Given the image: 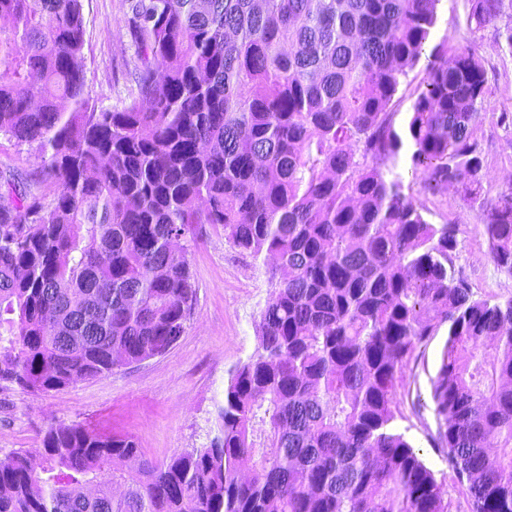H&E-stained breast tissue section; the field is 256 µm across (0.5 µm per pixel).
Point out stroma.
Segmentation results:
<instances>
[{
  "label": "stroma",
  "instance_id": "1",
  "mask_svg": "<svg viewBox=\"0 0 512 512\" xmlns=\"http://www.w3.org/2000/svg\"><path fill=\"white\" fill-rule=\"evenodd\" d=\"M466 0H441L431 43L447 42L449 50L470 47L486 73V100L476 129L481 143V200L464 199L455 190L423 194L400 163L404 190L424 201L434 224L460 228L455 264L467 276L475 298L512 299V278L500 274L490 257L482 226V200L512 188V51L498 32L512 26V0L492 24L468 27ZM84 19L85 96L98 108L115 110L129 102L134 88L135 47L127 32L130 0H82ZM189 256L197 298L184 334L166 353L124 366L112 375L89 379L47 394H31L0 386V457L34 448L44 432L60 422L78 423L106 435L132 437L142 454L163 461L206 446L218 426V408L230 372L258 346L260 312L269 297L267 269L234 249L222 227L200 224ZM447 341L439 332L420 348L398 389L399 419L422 459L444 484L450 512H470L466 486L448 470L445 449L436 442L431 384Z\"/></svg>",
  "mask_w": 512,
  "mask_h": 512
}]
</instances>
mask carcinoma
<instances>
[{
  "mask_svg": "<svg viewBox=\"0 0 512 512\" xmlns=\"http://www.w3.org/2000/svg\"><path fill=\"white\" fill-rule=\"evenodd\" d=\"M439 0H135L136 86L84 95L81 0H0V135L38 146L0 171V382L49 393L164 353L195 298V224L276 256L259 346L230 372L218 434L154 462L129 437L49 427L0 458V512H449L397 431L398 385L443 326L438 440L471 512H512V299L473 297L458 225L404 193L480 195L486 74L427 56ZM502 0H471L480 29ZM512 277V191L483 212ZM424 67L425 59L423 56L420 63L409 73L407 80L399 88L395 98L397 102L394 108L395 112H397L395 120L398 126L404 123L407 112H410L417 90L422 87V81L425 76Z\"/></svg>",
  "mask_w": 512,
  "mask_h": 512,
  "instance_id": "1",
  "label": "carcinoma"
}]
</instances>
